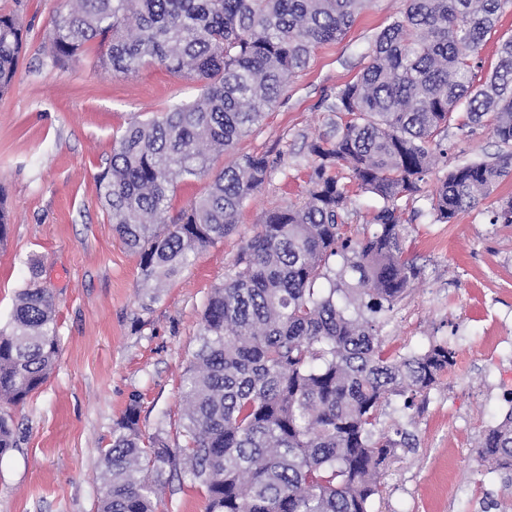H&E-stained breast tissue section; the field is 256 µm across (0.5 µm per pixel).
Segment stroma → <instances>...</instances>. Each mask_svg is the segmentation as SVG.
I'll use <instances>...</instances> for the list:
<instances>
[{
  "label": "stroma",
  "instance_id": "stroma-1",
  "mask_svg": "<svg viewBox=\"0 0 512 512\" xmlns=\"http://www.w3.org/2000/svg\"><path fill=\"white\" fill-rule=\"evenodd\" d=\"M65 8V0H0V15H17L28 29L16 76L0 95V198L10 215L0 243V326L35 266L53 293L60 341L45 384L20 406H0L17 440L0 457V512H96L101 451L130 404L144 435L180 443L182 375L208 296L270 211L305 201L308 146L332 136L337 120L327 104L361 74L374 36L405 2L371 0L342 40L312 51L260 125L216 157L217 170L243 155L267 156L273 168L233 233L200 251L149 312L141 309L139 257L113 231L95 178L117 132L195 99L202 86L156 66L113 75L96 66L94 43L79 60L54 65L47 32ZM444 144L447 157L399 202L406 255L421 274L379 336L393 356L446 343L458 359L422 408L392 397L389 422L413 433L416 445L399 450L374 512H485L492 500L512 506V489L476 461L484 430L512 407V225L489 221L490 210L512 198V175L440 223L430 201L448 171L501 152L485 127H450ZM342 182L352 198L345 223L370 230L382 199L360 192L350 176ZM206 504L184 464L164 475L157 512H205Z\"/></svg>",
  "mask_w": 512,
  "mask_h": 512
}]
</instances>
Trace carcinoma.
<instances>
[{"instance_id":"cac0c4a2","label":"carcinoma","mask_w":512,"mask_h":512,"mask_svg":"<svg viewBox=\"0 0 512 512\" xmlns=\"http://www.w3.org/2000/svg\"><path fill=\"white\" fill-rule=\"evenodd\" d=\"M512 0H407L373 40L359 78L336 92L332 140L313 141L301 205L267 214L205 305L199 347L182 379L183 444L145 437L129 405L101 454L97 512H156V485L180 458L205 489L206 512H373L396 449L413 435L384 432L386 407L417 406L454 365L433 344L392 357L378 336L420 269L405 255L398 201L420 191L453 114L486 126L497 161L455 166L431 199L437 221L475 207L512 172V36L480 83L486 37ZM367 0H72L48 32L53 64L101 48L117 75L161 65L202 83L196 99L128 125L112 142L96 188L115 233L140 256L148 311L191 258L235 229L243 203L270 174L264 155L212 173L302 71L312 50L345 35ZM27 30L0 15V95L12 85ZM383 200L376 229L348 235L337 169ZM208 189L169 216L178 182ZM512 225V199L491 211ZM340 258L336 267L329 260ZM328 287L321 288V282ZM60 353L52 292L32 268L0 329V402L17 405L48 379ZM16 447L0 414V457ZM478 459L512 487V409L488 428Z\"/></svg>"}]
</instances>
